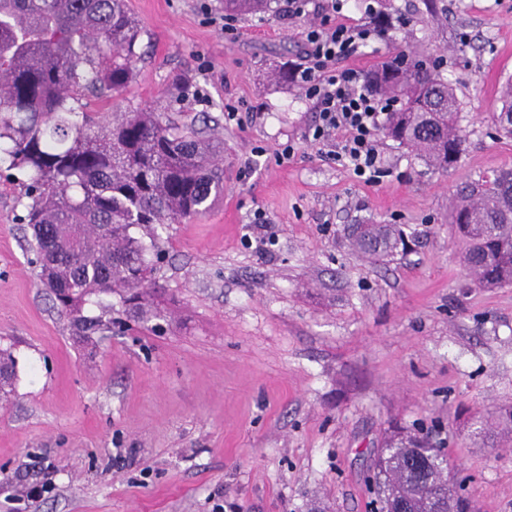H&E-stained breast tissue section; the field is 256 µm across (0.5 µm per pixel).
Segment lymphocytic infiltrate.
<instances>
[{"label":"lymphocytic infiltrate","instance_id":"1","mask_svg":"<svg viewBox=\"0 0 512 512\" xmlns=\"http://www.w3.org/2000/svg\"><path fill=\"white\" fill-rule=\"evenodd\" d=\"M350 0H286L285 19L307 17L304 53L292 70L294 82L313 102L317 123L307 133L310 141L335 147L353 172L373 181L381 171L375 138L386 101L372 93L364 74L346 67L347 59L362 53L376 29L364 23L337 22Z\"/></svg>","mask_w":512,"mask_h":512}]
</instances>
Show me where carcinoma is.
<instances>
[{"label": "carcinoma", "mask_w": 512, "mask_h": 512, "mask_svg": "<svg viewBox=\"0 0 512 512\" xmlns=\"http://www.w3.org/2000/svg\"><path fill=\"white\" fill-rule=\"evenodd\" d=\"M271 0H224L243 15ZM143 30L125 0H0V167L19 170L24 221L40 285L76 334L112 329V304L145 330L165 320L155 301L159 231L206 213L224 195V142L161 112H110L101 122L72 106H107L133 79ZM389 100L382 132L448 171L465 152L459 100L436 62L399 52L367 76ZM499 126L512 135V82L502 87ZM465 270L482 288L512 285V170L465 186L452 204ZM150 244L143 242V237ZM352 248L384 260L406 247L390 224H358ZM97 304L102 315H87ZM382 512H469L448 480V455L419 430H399L373 462Z\"/></svg>", "instance_id": "cac0c4a2"}]
</instances>
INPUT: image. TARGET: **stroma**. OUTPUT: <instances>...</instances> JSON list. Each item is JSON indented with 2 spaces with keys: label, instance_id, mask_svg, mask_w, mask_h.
<instances>
[{
  "label": "stroma",
  "instance_id": "obj_1",
  "mask_svg": "<svg viewBox=\"0 0 512 512\" xmlns=\"http://www.w3.org/2000/svg\"><path fill=\"white\" fill-rule=\"evenodd\" d=\"M127 5L141 59L110 111L174 109L223 140L224 195L162 234L166 331L86 348L29 262L25 176L0 171V348L17 361L0 396V512H375L366 479L394 423L432 429L479 512H512V437L472 435L512 405V286L476 287L448 222L461 186L512 169L495 126L512 0L344 11L389 22L346 67L430 54L460 102L456 168L382 137L373 182L306 137L317 114L287 75L306 19L239 16L230 40L224 0ZM352 224L397 225L410 247L370 259Z\"/></svg>",
  "mask_w": 512,
  "mask_h": 512
}]
</instances>
